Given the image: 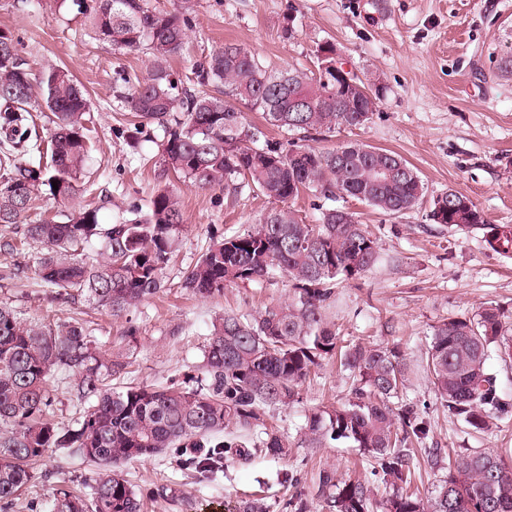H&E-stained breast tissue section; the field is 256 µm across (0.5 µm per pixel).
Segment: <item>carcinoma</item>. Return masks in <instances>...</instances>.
Wrapping results in <instances>:
<instances>
[{"label":"carcinoma","mask_w":512,"mask_h":512,"mask_svg":"<svg viewBox=\"0 0 512 512\" xmlns=\"http://www.w3.org/2000/svg\"><path fill=\"white\" fill-rule=\"evenodd\" d=\"M92 24L99 39L142 51L153 60L149 75L131 81L127 103L138 121L129 138L152 123L163 131L159 177L184 178L200 188L224 185L267 196L274 207L252 229L211 242L182 276L180 287L201 298L224 291L226 282L288 276L291 297L257 317L226 314L213 325L201 375L168 387L133 385L115 390L108 377L125 373L118 353L98 351L92 330L70 321L30 320L0 303V512H9L36 480V466L59 449L92 463L90 498L64 488L53 493L47 512H142L144 503L119 471L142 457L180 453V466L208 479L228 455L241 461L261 453L282 459L288 440L269 429L265 409L294 399L322 361L336 358L353 377L352 400L313 413L301 432L308 448L346 440L374 461V474L391 494L382 512H512V464L495 451L475 450L454 461L434 496L423 500L411 489L413 445L427 427L411 406H397L407 385V363L396 347L341 344L325 307L340 282L365 276L379 261L378 243L345 208L321 212L308 224L289 203L305 191L328 200L346 197L397 217L424 201L417 172L397 153L358 141L332 148L267 138L245 121L244 106L265 124L315 139L337 129L365 125L382 90L346 96L312 70L274 72L240 44L226 42L199 60L183 88L168 70L183 54L189 21L152 9L146 0H93ZM294 98L308 104L291 111ZM53 112L40 133L33 111ZM86 92L71 73L51 67L36 75L18 54L12 35L0 31V251L26 258L37 254L40 281L62 299L86 296L113 316L165 291L164 271L184 224L176 194L158 187L148 211L115 224L99 222L98 210L74 207L64 221L26 222L43 195L73 198L90 152ZM58 189H53L52 182ZM466 201L465 209L453 208ZM435 224L460 231H485L498 254H512V226L488 224L467 196L450 190L434 197L427 214ZM101 242L102 261L81 257L84 245ZM512 366V336L499 309L450 316L432 327L426 374L448 416L474 432L509 414L491 359ZM78 380L88 403L76 426L62 429L47 413L60 388L56 373ZM234 423L262 435L227 436ZM314 484L321 512H371L373 491L362 480H338L321 470Z\"/></svg>","instance_id":"obj_1"}]
</instances>
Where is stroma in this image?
Here are the masks:
<instances>
[{
	"label": "stroma",
	"instance_id": "obj_1",
	"mask_svg": "<svg viewBox=\"0 0 512 512\" xmlns=\"http://www.w3.org/2000/svg\"><path fill=\"white\" fill-rule=\"evenodd\" d=\"M88 0H0V29L18 43L34 70L67 68L88 93L93 149L76 199L97 206L102 223L146 207L159 182L162 130L147 126L137 141L125 131L130 109L125 78H141L148 55L114 48L96 38ZM149 7L178 10L192 25L183 57L171 63L187 79L201 55L227 41L242 44L270 70L315 68L319 45L333 44L339 61L358 76L379 83L380 106L365 125L343 128L327 146L359 141L394 151L417 171L427 197L457 190L471 198L489 223L512 226V72L501 60L512 51V0H147ZM184 227L166 271L168 289L116 318L88 299H55L35 274L6 282L0 301L27 316L90 322L103 349H116L129 366L114 388L182 382L204 361V346L224 314H258L286 301L288 280L229 283L223 295L202 299L179 286L183 272L214 236L244 232L272 206L258 192L236 195L221 186L200 189L176 183ZM375 235L381 261L362 279L342 283L326 308L328 322L344 341L396 346L409 368L402 398L429 427L415 452L417 485L433 497L448 462L467 450L490 448L512 459V416L482 433L450 419L426 378L425 360L434 325L451 315L471 316L499 305L512 326V256L492 251L482 231L469 233L432 223L428 205L386 216L347 203ZM138 328L124 338L127 324ZM352 380L335 361L324 362L299 387L293 402L269 407L266 421L288 438V457L255 454L229 458L216 478L196 482L166 454L128 461L121 471L137 491L167 488L148 512H227L237 501L265 491L270 512L284 500L309 496L312 476L334 470L337 478L369 481L376 496L386 489L372 464L343 441L324 448L300 446L301 427L318 409L346 402ZM40 477L27 498L50 499L58 482L74 489L91 484L94 467L65 452L38 466Z\"/></svg>",
	"mask_w": 512,
	"mask_h": 512
}]
</instances>
